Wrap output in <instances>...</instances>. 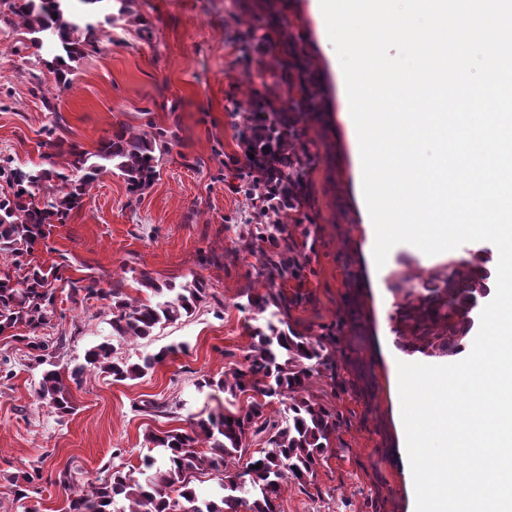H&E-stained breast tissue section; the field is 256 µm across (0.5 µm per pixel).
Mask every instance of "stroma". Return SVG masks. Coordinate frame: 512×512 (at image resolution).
<instances>
[{"label": "stroma", "mask_w": 512, "mask_h": 512, "mask_svg": "<svg viewBox=\"0 0 512 512\" xmlns=\"http://www.w3.org/2000/svg\"><path fill=\"white\" fill-rule=\"evenodd\" d=\"M310 0H132L133 17L108 0L94 50L75 63L69 85L56 84L45 51L21 29L0 23V164L64 167L70 145L95 151L118 129L134 135L167 130L175 135L161 155L155 178L129 193L107 172L83 205L45 237L18 265L0 259L14 277L32 267L56 269L62 278L52 319L38 329L53 362L82 364L88 349L113 343L130 361L172 345L185 352L153 373L113 381L86 372L71 385L72 414L60 417L41 404L35 387L42 372L25 341L27 327L0 335V512H65L69 492L58 481L70 469L77 483L104 479L116 461L139 465L149 455L150 433L189 429L192 417L218 413L232 400L202 379L222 378L243 366L255 327L268 316L242 311L248 297L269 288L307 299L288 311L290 326L317 336L336 333L335 370L317 367L306 387L339 421L331 450L304 486L285 480L280 512H413L414 484L400 446V399L391 365L404 357L431 359L421 341L401 328L399 306L420 295V285L475 256L494 261L496 248L464 244L459 257L433 260L399 244L389 262L371 269L356 194L354 139L343 119L345 80L335 49L309 8ZM300 61L315 82L313 109L302 110L281 75ZM50 98L56 112L45 111ZM274 99L297 125L303 193L289 211V240L303 265L300 278L270 279L267 258L253 247L254 221L240 188L250 179L240 165L238 108ZM55 127L60 146H45ZM312 226L303 236V226ZM181 284L198 277L207 297L188 317L146 340H117L103 300L73 301L69 281L121 283L130 299L144 297L141 275ZM122 458H113V450ZM35 473L25 505L12 478Z\"/></svg>", "instance_id": "1"}]
</instances>
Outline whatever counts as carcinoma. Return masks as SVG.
I'll return each instance as SVG.
<instances>
[{
  "instance_id": "carcinoma-1",
  "label": "carcinoma",
  "mask_w": 512,
  "mask_h": 512,
  "mask_svg": "<svg viewBox=\"0 0 512 512\" xmlns=\"http://www.w3.org/2000/svg\"><path fill=\"white\" fill-rule=\"evenodd\" d=\"M104 0H6L10 14L22 21L24 33L37 49L47 46L52 60L46 65L57 82L65 83L72 63L85 56L95 40L97 27L90 20L92 7ZM258 119L266 130L263 146L272 150L281 137L295 133L285 125L281 113L267 99L257 105ZM174 135L158 131L151 136H129L118 130L102 139L94 152L77 146L69 150L66 170L0 165V180L10 192L0 195V256L19 262L42 234V227L64 221L88 195L91 185L105 171L120 175L128 190L136 193L156 175L157 155L169 152ZM61 182L59 191L45 196L36 190L52 180ZM251 244L272 246L268 265L281 279L298 277L302 270L298 255L288 243V225L256 224ZM489 279V271H480L478 282L459 276L453 269L443 279L426 282L428 294L419 304L400 308L401 323L414 331L432 351L454 353L472 329L467 308L477 289ZM138 283L151 292L144 300L130 302L122 289L109 288L111 325L114 335L124 340L147 339L154 331L190 314L206 298V288L198 278L180 285L158 284L142 276ZM55 292L45 274L38 270L21 279L9 272L0 275V333L20 325L36 331L50 321ZM302 300L284 293L248 299V306L261 310L274 308L267 329L252 334L247 365L231 371L220 382L231 398L246 397V405L234 412L210 414L190 424V430L152 433L148 442L164 451L162 458L146 457L138 468L115 467L110 478L87 486H78L70 470L59 475V483L71 490L69 512H278L282 481L290 477L305 483L314 477L315 468L330 446L336 431V415L314 397H288L300 392L315 366L334 362L336 337L331 334L306 336L288 326L283 317L288 306ZM36 351L37 364L48 365L40 375L36 396L61 416L74 410L67 381L79 382L88 368L99 369L121 382L139 378L153 370L168 356L185 345L167 346L129 363L113 356L114 348L101 343L85 353V363L67 371L45 358V344L23 337ZM263 397H288V421L279 426L263 418ZM272 432L268 447L249 456L241 472H230L240 463L251 438ZM206 447H200V444ZM203 475L213 477L220 494L206 499L198 495L196 482ZM16 499L29 498L34 476L24 473L13 477Z\"/></svg>"
}]
</instances>
